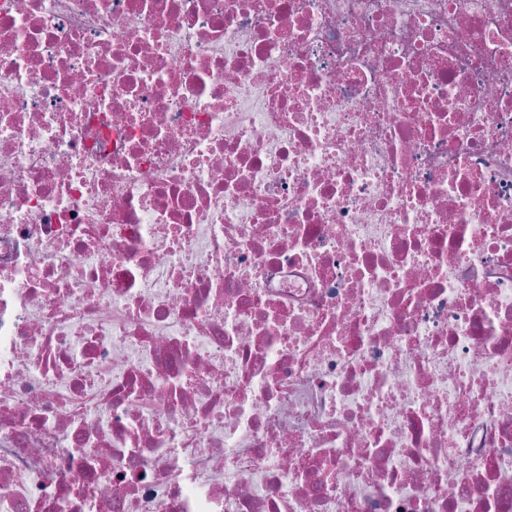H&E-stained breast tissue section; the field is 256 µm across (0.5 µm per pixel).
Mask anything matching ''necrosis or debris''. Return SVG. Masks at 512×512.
<instances>
[{
    "label": "necrosis or debris",
    "instance_id": "1",
    "mask_svg": "<svg viewBox=\"0 0 512 512\" xmlns=\"http://www.w3.org/2000/svg\"><path fill=\"white\" fill-rule=\"evenodd\" d=\"M0 512H512V0H0Z\"/></svg>",
    "mask_w": 512,
    "mask_h": 512
}]
</instances>
